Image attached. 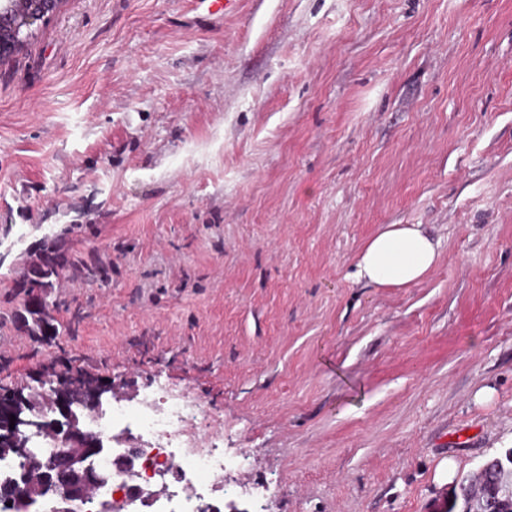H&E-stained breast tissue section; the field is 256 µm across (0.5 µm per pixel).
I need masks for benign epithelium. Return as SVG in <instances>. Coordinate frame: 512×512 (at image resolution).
<instances>
[{
	"label": "benign epithelium",
	"instance_id": "7a95c632",
	"mask_svg": "<svg viewBox=\"0 0 512 512\" xmlns=\"http://www.w3.org/2000/svg\"><path fill=\"white\" fill-rule=\"evenodd\" d=\"M67 0H0V62L14 56L13 50L24 46L25 37L32 27L46 23L54 17ZM56 420L51 434L53 449L48 456H39L29 448L30 435L40 434L42 407L4 417L12 429L13 451L23 476L0 486L5 502L11 503L13 512H32L45 498L44 491L55 494L52 512H113L110 500L95 499L97 489L107 485L112 472L97 465V458L112 453L100 437L88 429L82 416L66 403H55Z\"/></svg>",
	"mask_w": 512,
	"mask_h": 512
}]
</instances>
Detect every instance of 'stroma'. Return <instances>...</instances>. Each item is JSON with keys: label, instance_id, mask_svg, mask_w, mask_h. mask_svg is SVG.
<instances>
[{"label": "stroma", "instance_id": "obj_1", "mask_svg": "<svg viewBox=\"0 0 512 512\" xmlns=\"http://www.w3.org/2000/svg\"><path fill=\"white\" fill-rule=\"evenodd\" d=\"M0 383L216 408L272 512H436L512 448V0H68L0 63ZM419 224L420 283L356 276ZM99 280L11 320L46 236ZM438 242L419 224H389L365 244L357 277L381 288L416 284L438 264ZM43 371L48 372L50 375L55 376L58 378V385L59 388L57 391L54 392V396H56L59 399H75V402H77L79 405L83 406L84 408H90L93 403L99 399L100 392H101V380L98 378L92 377L91 375L87 373H83V376L85 378V388L80 393L78 397L72 396L68 389V379L70 378L71 374L73 373L72 370H68L65 373H59L56 370V367L54 364L48 365L41 369ZM98 407L103 403L102 396L98 400Z\"/></svg>", "mask_w": 512, "mask_h": 512}]
</instances>
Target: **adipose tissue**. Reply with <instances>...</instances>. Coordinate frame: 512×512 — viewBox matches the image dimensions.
I'll return each instance as SVG.
<instances>
[{"label": "adipose tissue", "instance_id": "1", "mask_svg": "<svg viewBox=\"0 0 512 512\" xmlns=\"http://www.w3.org/2000/svg\"><path fill=\"white\" fill-rule=\"evenodd\" d=\"M438 243L417 224H389L365 244L358 278L381 288L416 284L438 264Z\"/></svg>", "mask_w": 512, "mask_h": 512}]
</instances>
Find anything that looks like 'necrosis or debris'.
<instances>
[{
    "label": "necrosis or debris",
    "instance_id": "1",
    "mask_svg": "<svg viewBox=\"0 0 512 512\" xmlns=\"http://www.w3.org/2000/svg\"><path fill=\"white\" fill-rule=\"evenodd\" d=\"M216 414L200 402L167 392L160 381L142 387L132 401L115 399L89 413L90 430L103 440L133 435L134 471L97 464L112 471L101 496L135 486L133 502L117 512H224L229 470L245 468L248 457L226 456Z\"/></svg>",
    "mask_w": 512,
    "mask_h": 512
}]
</instances>
